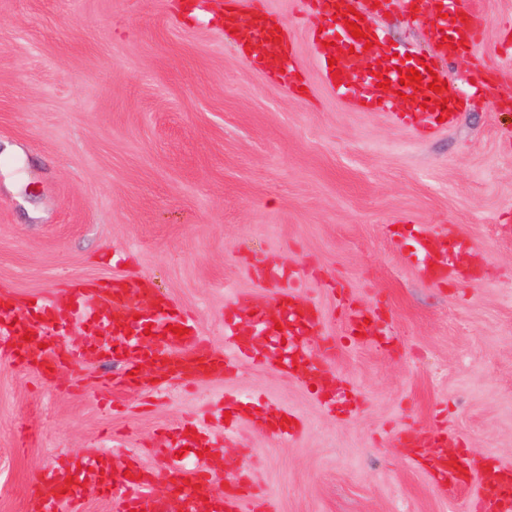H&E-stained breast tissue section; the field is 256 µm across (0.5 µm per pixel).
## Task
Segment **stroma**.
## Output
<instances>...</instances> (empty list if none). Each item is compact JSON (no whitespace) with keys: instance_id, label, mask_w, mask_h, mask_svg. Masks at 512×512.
<instances>
[{"instance_id":"obj_1","label":"stroma","mask_w":512,"mask_h":512,"mask_svg":"<svg viewBox=\"0 0 512 512\" xmlns=\"http://www.w3.org/2000/svg\"><path fill=\"white\" fill-rule=\"evenodd\" d=\"M268 2L294 86L241 54L213 0H0V287L21 306L63 280L145 278L220 348L235 296L270 292L254 266L299 268L323 312L309 348L335 343L357 412L249 359L160 392L105 389L113 367L92 356L47 384L0 354V512H27L38 472L93 448L167 493L161 429L228 393L303 420L281 442L210 419L225 464L279 512H473L475 483L444 491L407 461L408 430L512 466V108L495 105L512 97V0H468L480 40L448 65L464 105L428 136L338 98L312 42L324 18ZM375 23L397 55L431 53L427 24L396 10ZM413 224L465 241L486 277L422 280ZM353 307L383 345L346 335Z\"/></svg>"}]
</instances>
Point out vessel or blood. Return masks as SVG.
Returning <instances> with one entry per match:
<instances>
[{
	"label": "vessel or blood",
	"instance_id": "b4317fda",
	"mask_svg": "<svg viewBox=\"0 0 512 512\" xmlns=\"http://www.w3.org/2000/svg\"><path fill=\"white\" fill-rule=\"evenodd\" d=\"M308 11L324 17L347 13L349 8H360V0H303ZM406 10L427 23L435 50L430 57V70L423 73L421 83L402 82L401 74L392 70L386 77L391 84L379 87L370 71L358 70L359 55L371 60H386L390 54L381 42L371 17L359 22L361 38H354L344 21L337 20L336 37L332 46H325L326 35L315 31L313 43L323 62V77L343 100L380 107L397 123L417 125L420 132L438 129L440 120H453L455 101L449 100L447 90L432 91L431 80H446L447 73L439 65L440 58L472 50L478 39V22L466 14V0H404ZM224 13L225 29H237L249 45V60L261 70L275 75L280 82H288L296 75L293 58L284 43L278 42L272 29L274 22L264 0H248L239 4L229 0ZM335 66H328V59ZM340 70V79H332L333 70ZM413 237L420 258L419 276L435 282L448 271L447 250L432 228L417 224ZM267 281L276 289L270 296L250 299V311L224 319V350L210 348L201 338L192 318L185 315L168 299L158 296L150 282L114 278L93 288L68 287L60 289L52 298H36L24 311H15L8 295L0 294V348L16 355L20 363L44 379H52L55 372L72 363L81 353L88 352L102 359L112 358L113 344H121L120 355L126 361V374L121 381L133 386L139 381L138 366L143 357H151L155 366L166 375L176 378H197L230 371L237 361L254 354L256 339L270 335L274 324H281L283 335L290 336L296 326L312 332L321 321V313L313 306H304L296 298L300 276L282 277L268 273ZM151 307L159 315L149 338L135 336L138 327L136 314ZM80 318L90 339L84 349L78 350L56 342L46 344L50 325L63 326L73 318ZM182 327L181 335H174L173 327ZM322 392L325 407L331 410L346 408L348 396L338 390L333 375L322 373ZM231 416L224 428L233 431L239 420L252 417L256 425L269 436L283 442L293 440L298 430L285 420L267 419L256 407L240 397H232L228 406ZM209 442L205 418H195L173 428L164 448L158 449L160 461H169L183 447L201 452L194 466L171 471L173 490L165 497L153 490L152 481L141 475L139 468L124 471L109 466L107 459L86 453L75 460L45 468L37 478L44 485L41 493H33L30 512H85L81 490L88 485L102 492L117 491L113 512H278L273 498L255 496L247 491L245 472L228 473L223 486H216L214 458L206 453ZM428 473L436 486L448 488L459 484L467 475H476L482 493L477 512H512V499L501 497L497 488L512 479V468L488 465L487 461L465 454L431 456Z\"/></svg>",
	"mask_w": 512,
	"mask_h": 512
}]
</instances>
